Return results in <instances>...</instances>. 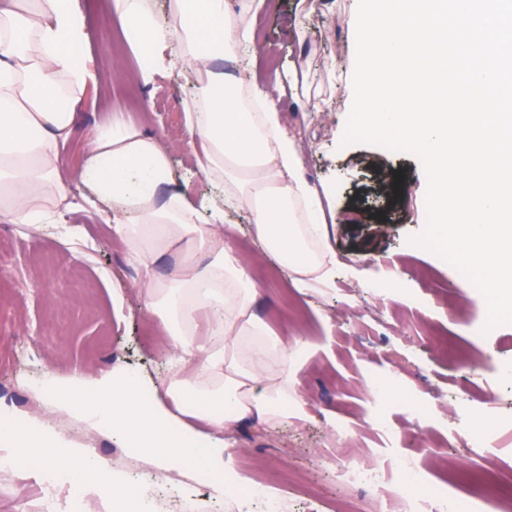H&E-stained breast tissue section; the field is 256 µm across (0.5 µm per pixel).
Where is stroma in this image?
Returning a JSON list of instances; mask_svg holds the SVG:
<instances>
[{
	"instance_id": "stroma-1",
	"label": "stroma",
	"mask_w": 512,
	"mask_h": 512,
	"mask_svg": "<svg viewBox=\"0 0 512 512\" xmlns=\"http://www.w3.org/2000/svg\"><path fill=\"white\" fill-rule=\"evenodd\" d=\"M80 2L89 16L91 56L100 77L86 89L78 112L79 128L88 129L126 105L107 86L110 68L134 74L146 62L128 49L113 54L119 20L101 15L89 0ZM276 2L250 20L256 42L271 54L249 58L247 66L262 84L292 69L299 72L297 96L283 97L280 105L303 147V176L332 196L336 220L327 224L325 237L336 274L326 283L296 287L279 259L262 254L247 212L228 211L226 221L235 227L232 245L249 269L262 266L274 273L257 284L255 313L272 330L295 333L306 344L297 389L307 415L276 426L245 420L224 430V470L239 489L289 473L288 483L271 485L286 512H356L369 495L345 490L337 463L351 459L393 478L397 472L388 460L395 456L428 484L463 500L465 475L492 471L486 512H508L512 379L503 371L512 369V325L484 331L487 307L480 292L439 257L410 244L426 222V178L419 162L403 153L342 143L351 103L337 89L336 74L354 69L357 0ZM192 91L191 82L176 73L138 86L136 122L179 140L172 170L191 176V191L200 198L210 186L194 173L182 119ZM317 96L330 100L329 112L320 117L310 110ZM0 245L14 252L12 269L0 272V402L23 419L38 418L67 445L96 453L125 481H141V494L157 512H176L182 497L195 500L199 512H227L224 493L197 483L192 470L159 472L154 460L48 400L55 381L118 366L144 380L147 402L171 403L163 387L168 355L143 308L142 273L129 264L124 242L84 207L37 232L0 221ZM391 278L400 288L379 291L378 283ZM442 337L460 339L469 367L439 353ZM379 381L393 384L397 393L377 409L373 388ZM379 413L392 435L379 436ZM478 416L502 424L498 446L482 457L462 448L470 421ZM340 425L352 428L353 443L337 441ZM415 427L431 436L444 459L421 448H397L394 433ZM148 472L162 473L163 484H143Z\"/></svg>"
}]
</instances>
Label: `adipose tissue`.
Returning <instances> with one entry per match:
<instances>
[{
	"label": "adipose tissue",
	"mask_w": 512,
	"mask_h": 512,
	"mask_svg": "<svg viewBox=\"0 0 512 512\" xmlns=\"http://www.w3.org/2000/svg\"><path fill=\"white\" fill-rule=\"evenodd\" d=\"M263 3L168 0L161 24L150 0H112L129 47L149 61L138 74L144 84L177 64L193 78L184 124L196 170L213 193L193 198L171 172L173 145L123 113L85 132L73 174L84 202L105 214L143 273L144 308L167 341V390L178 410L140 404L139 377L122 369L70 380L52 395L161 468L197 461L219 483L224 450L196 454L199 426L221 431L248 417L278 423L303 416L306 406L295 378L303 344L288 343L254 315L258 289L224 231L226 209L248 212L264 250L287 257L286 275L326 282L335 270L323 238L331 212L301 173V146L279 107L283 87L245 74L243 61L255 50L247 19ZM87 41L79 0H0V220L54 224L71 205L61 153L83 92L98 79ZM169 253L178 263L158 279L153 267ZM177 421L183 428L175 437ZM13 442L21 455L110 485L112 512H126L129 496L100 458L62 452L35 428Z\"/></svg>",
	"instance_id": "obj_1"
}]
</instances>
